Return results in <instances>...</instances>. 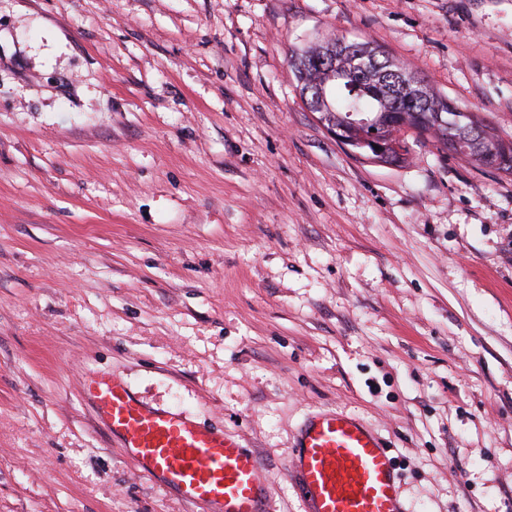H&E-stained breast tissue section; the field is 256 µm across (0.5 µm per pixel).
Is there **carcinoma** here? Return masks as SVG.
<instances>
[{"label": "carcinoma", "mask_w": 512, "mask_h": 512, "mask_svg": "<svg viewBox=\"0 0 512 512\" xmlns=\"http://www.w3.org/2000/svg\"><path fill=\"white\" fill-rule=\"evenodd\" d=\"M329 52L333 61L322 68L313 65ZM290 67L308 108L334 132L352 119L364 118L367 124L359 133L385 143L396 131L408 132L416 139L430 135L448 151L486 167L492 166L484 157L488 145L495 157L506 151L512 157V142L498 138L487 124H481L483 133L448 127V114L459 105L369 42L338 36L330 47L324 41L293 52Z\"/></svg>", "instance_id": "cac0c4a2"}]
</instances>
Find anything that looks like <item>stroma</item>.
<instances>
[{"mask_svg": "<svg viewBox=\"0 0 512 512\" xmlns=\"http://www.w3.org/2000/svg\"><path fill=\"white\" fill-rule=\"evenodd\" d=\"M330 34L512 141V0H0V512H201L86 376L239 440L267 512L321 409L405 512H512V174L353 156L289 66Z\"/></svg>", "mask_w": 512, "mask_h": 512, "instance_id": "35a3bbf8", "label": "stroma"}]
</instances>
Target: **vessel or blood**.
<instances>
[{
    "label": "vessel or blood",
    "instance_id": "b4317fda",
    "mask_svg": "<svg viewBox=\"0 0 512 512\" xmlns=\"http://www.w3.org/2000/svg\"><path fill=\"white\" fill-rule=\"evenodd\" d=\"M88 399L125 448L187 502L207 512H265L266 484L254 453L224 432L171 411L150 410L112 379L83 382ZM291 465L309 512H404L390 459L359 421L335 410L305 424Z\"/></svg>",
    "mask_w": 512,
    "mask_h": 512
}]
</instances>
